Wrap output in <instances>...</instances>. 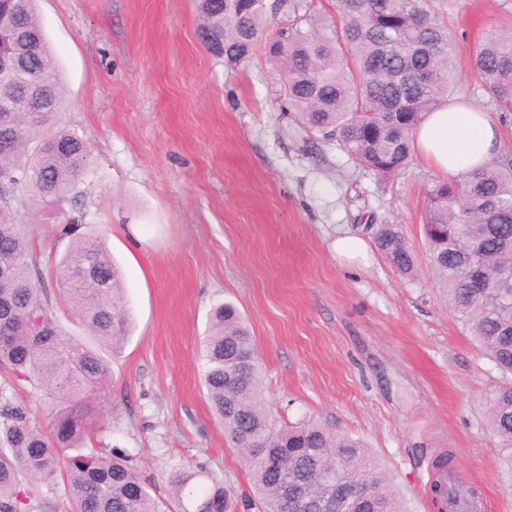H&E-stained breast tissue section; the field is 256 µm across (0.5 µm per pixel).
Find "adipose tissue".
Returning a JSON list of instances; mask_svg holds the SVG:
<instances>
[{
  "instance_id": "adipose-tissue-1",
  "label": "adipose tissue",
  "mask_w": 512,
  "mask_h": 512,
  "mask_svg": "<svg viewBox=\"0 0 512 512\" xmlns=\"http://www.w3.org/2000/svg\"><path fill=\"white\" fill-rule=\"evenodd\" d=\"M501 133L490 113L449 99L431 112L415 137L417 155L442 177L489 166L501 148Z\"/></svg>"
}]
</instances>
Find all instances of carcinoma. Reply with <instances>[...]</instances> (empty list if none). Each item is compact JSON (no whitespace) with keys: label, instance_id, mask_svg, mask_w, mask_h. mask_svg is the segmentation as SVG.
I'll return each mask as SVG.
<instances>
[{"label":"carcinoma","instance_id":"cac0c4a2","mask_svg":"<svg viewBox=\"0 0 512 512\" xmlns=\"http://www.w3.org/2000/svg\"><path fill=\"white\" fill-rule=\"evenodd\" d=\"M425 0H336L335 15L315 18L311 0H292L288 31L265 44L281 76L288 110L336 143L356 166L388 179L409 163L413 136L441 100L457 91L448 32L432 21ZM201 38L230 63L250 57L267 21L266 0H197ZM15 20L0 53L26 62L0 73V123L11 125L15 150L0 155V368L44 391L53 422L44 431L30 410L0 398V512H38L42 486H62L68 512H173L153 496L132 464L112 448H90L92 403L106 389L110 367L127 337L129 311L106 239L66 219L71 238L56 274L71 317L97 349L76 342L36 288L40 271L28 250L27 224L13 210L15 187L57 205L73 193L90 149L65 128L45 131L64 105L59 66L35 10V0H0ZM474 69L492 103L512 112V30L495 29L479 45ZM49 148L24 164L39 144ZM426 251L436 284L497 369L512 375V153L488 167L440 180L422 207ZM378 252L402 275L415 269L401 226L380 224ZM203 384L226 439L244 455L261 512H320L336 486L360 479L374 490L372 512H403L386 473L363 443L315 418L279 424L263 399L262 368L250 329L234 304L214 306L203 349ZM487 421L502 468L512 478V381L488 397ZM283 455L267 466L264 452ZM178 512H232L224 482L202 467L171 477ZM306 491L299 505L284 486Z\"/></svg>","mask_w":512,"mask_h":512}]
</instances>
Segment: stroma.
<instances>
[{"instance_id":"1","label":"stroma","mask_w":512,"mask_h":512,"mask_svg":"<svg viewBox=\"0 0 512 512\" xmlns=\"http://www.w3.org/2000/svg\"><path fill=\"white\" fill-rule=\"evenodd\" d=\"M453 43L458 94L492 106L473 71L494 27H512V0H427ZM66 103L54 120L91 149L78 200L62 207L18 190L29 249L54 310L69 321L55 267L61 227L81 214L122 272L132 331L111 357L94 405L99 440L130 454L172 499L169 475L204 467L233 512H257L248 468L224 439L202 385L207 315L232 302L256 339L263 394L276 417L311 415L360 438L406 512H438L440 456L476 488L480 512H512V489L486 425L502 376L452 314L424 245L421 204L437 173L420 159L380 179L281 109L263 45L229 63L199 37L196 0H36ZM372 240L401 225L413 275L380 255L340 260L336 228ZM51 426L50 402L0 370V389Z\"/></svg>"}]
</instances>
